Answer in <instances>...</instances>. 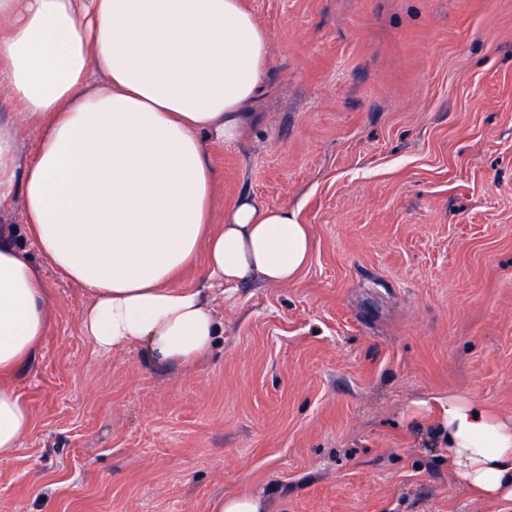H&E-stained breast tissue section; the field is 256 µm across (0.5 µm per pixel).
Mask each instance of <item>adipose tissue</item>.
Instances as JSON below:
<instances>
[{"label": "adipose tissue", "instance_id": "1", "mask_svg": "<svg viewBox=\"0 0 512 512\" xmlns=\"http://www.w3.org/2000/svg\"><path fill=\"white\" fill-rule=\"evenodd\" d=\"M270 36L243 0H0V462L30 432L7 376L52 319L34 246L84 288L80 328L106 352L205 357L221 326L178 278L292 283L313 240L296 211L244 196L212 229V142L235 143L269 75ZM40 133L35 154L22 127ZM448 466L472 496L512 500V424L485 404L440 401Z\"/></svg>", "mask_w": 512, "mask_h": 512}]
</instances>
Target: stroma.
<instances>
[{"instance_id":"obj_1","label":"stroma","mask_w":512,"mask_h":512,"mask_svg":"<svg viewBox=\"0 0 512 512\" xmlns=\"http://www.w3.org/2000/svg\"><path fill=\"white\" fill-rule=\"evenodd\" d=\"M271 36L213 200L298 210L297 280L216 296L196 367L104 352L86 291L37 251L55 311L10 379L33 428L0 512H512L476 498L414 405L512 423V0H245ZM261 497L228 492L219 496L210 506L209 512H265Z\"/></svg>"}]
</instances>
